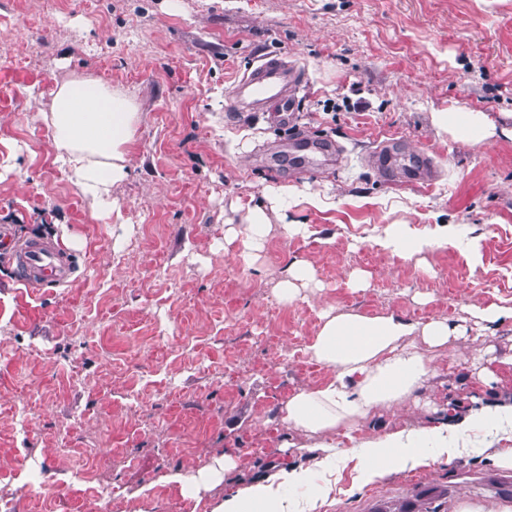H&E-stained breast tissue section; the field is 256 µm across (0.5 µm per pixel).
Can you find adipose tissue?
Segmentation results:
<instances>
[{
	"instance_id": "obj_1",
	"label": "adipose tissue",
	"mask_w": 512,
	"mask_h": 512,
	"mask_svg": "<svg viewBox=\"0 0 512 512\" xmlns=\"http://www.w3.org/2000/svg\"><path fill=\"white\" fill-rule=\"evenodd\" d=\"M42 118L53 133L57 160L68 180L89 201L96 217L110 218L115 209L110 190L131 172L128 146L138 122L135 102L98 81L74 78L57 88ZM433 123L438 132L471 146L498 137L512 139V124H496L482 112H437ZM449 242L444 232L411 236L396 226L379 245L410 258ZM457 333L444 319L420 323L394 314L324 313L306 352L332 375L293 393L282 409L284 421L310 434L351 429L378 408L414 396L435 374L431 352ZM505 420L512 422V402L471 409L453 424L365 441L359 481L367 484L456 454L449 436H462L476 425L493 429ZM308 478L305 468L275 473L225 499L212 512H314L315 499L295 504L281 493Z\"/></svg>"
}]
</instances>
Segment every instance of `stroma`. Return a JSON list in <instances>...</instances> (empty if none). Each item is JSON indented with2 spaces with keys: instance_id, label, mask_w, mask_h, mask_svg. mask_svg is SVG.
I'll list each match as a JSON object with an SVG mask.
<instances>
[{
  "instance_id": "stroma-1",
  "label": "stroma",
  "mask_w": 512,
  "mask_h": 512,
  "mask_svg": "<svg viewBox=\"0 0 512 512\" xmlns=\"http://www.w3.org/2000/svg\"><path fill=\"white\" fill-rule=\"evenodd\" d=\"M270 51L307 75L300 128L341 151L321 174L294 162L293 130L232 112L235 77ZM1 53L0 231L58 241L75 273L30 288L0 260V498L17 512L43 492L51 512H211L311 467L315 437L281 409L329 374L305 347L330 308L463 333L433 352L438 375L414 397L332 434L348 456L315 512H372L417 482L450 490L434 512L512 505L486 454L512 441L490 430L471 433L468 454L363 486L351 453L512 398V321L482 333L468 313L512 303V140L465 146L432 123L449 109L512 119V0H0ZM80 76L139 112L134 170L107 221L60 169L39 112ZM383 137L427 155L431 184L382 175L370 154ZM283 187L286 214L270 213L244 262L227 230ZM393 224L454 243L406 260L376 244ZM294 260L314 278L287 303L276 285ZM227 453L236 468L195 493L173 482ZM99 486L114 505L95 506Z\"/></svg>"
}]
</instances>
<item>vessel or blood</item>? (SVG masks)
Wrapping results in <instances>:
<instances>
[{"instance_id": "1", "label": "vessel or blood", "mask_w": 512, "mask_h": 512, "mask_svg": "<svg viewBox=\"0 0 512 512\" xmlns=\"http://www.w3.org/2000/svg\"><path fill=\"white\" fill-rule=\"evenodd\" d=\"M304 83L301 70L281 55L264 56L234 84L231 97L239 112H263L271 122L285 125L297 110L298 93ZM398 149L394 142L384 141L375 151L374 163L389 180L406 178L428 182V166L424 161L406 169H398ZM0 252L10 255L20 281L27 284L61 286L74 272L71 255L60 244L49 240L18 242L0 238Z\"/></svg>"}]
</instances>
